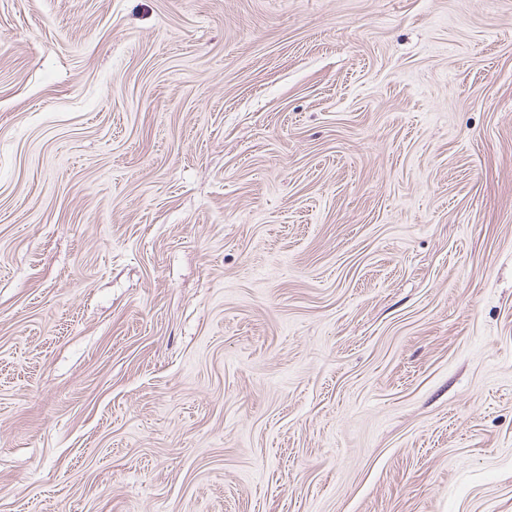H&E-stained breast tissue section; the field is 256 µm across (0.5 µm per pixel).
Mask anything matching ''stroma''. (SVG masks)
<instances>
[{
    "mask_svg": "<svg viewBox=\"0 0 512 512\" xmlns=\"http://www.w3.org/2000/svg\"><path fill=\"white\" fill-rule=\"evenodd\" d=\"M0 512H512V0H0Z\"/></svg>",
    "mask_w": 512,
    "mask_h": 512,
    "instance_id": "stroma-1",
    "label": "stroma"
}]
</instances>
